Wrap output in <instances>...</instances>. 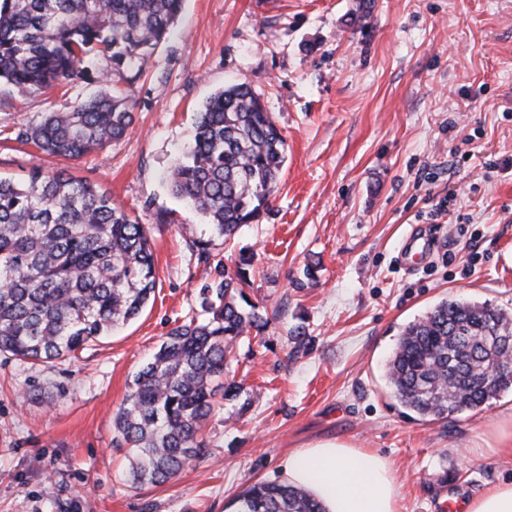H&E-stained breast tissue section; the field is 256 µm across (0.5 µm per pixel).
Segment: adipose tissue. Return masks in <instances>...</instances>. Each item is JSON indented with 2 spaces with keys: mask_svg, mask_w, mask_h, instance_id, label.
<instances>
[{
  "mask_svg": "<svg viewBox=\"0 0 512 512\" xmlns=\"http://www.w3.org/2000/svg\"><path fill=\"white\" fill-rule=\"evenodd\" d=\"M282 477L305 489L323 512H398L399 484L382 455L336 439L292 450Z\"/></svg>",
  "mask_w": 512,
  "mask_h": 512,
  "instance_id": "obj_1",
  "label": "adipose tissue"
}]
</instances>
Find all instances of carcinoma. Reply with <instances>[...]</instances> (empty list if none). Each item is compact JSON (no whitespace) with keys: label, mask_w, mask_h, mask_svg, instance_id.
Masks as SVG:
<instances>
[{"label":"carcinoma","mask_w":512,"mask_h":512,"mask_svg":"<svg viewBox=\"0 0 512 512\" xmlns=\"http://www.w3.org/2000/svg\"><path fill=\"white\" fill-rule=\"evenodd\" d=\"M183 0H0V85L48 89L81 78L98 55L119 78L165 42ZM134 106L105 87L71 112H50L19 132L40 152L79 159L122 139ZM286 142L247 82L209 97L194 141L170 173L173 194L232 239L268 210L279 188ZM256 255L218 265L199 291L202 320L173 327L136 373L112 419L116 447L130 449L132 486L175 478L205 447L215 398L242 392L231 353L262 335L269 320L246 298ZM156 288L150 231L98 185L32 168L0 177V353L35 364L67 358L136 319ZM512 314L443 300L402 331L387 380L400 404L422 419L474 411L512 388L487 376L507 351ZM235 512H321L302 488L260 482L234 498Z\"/></svg>","instance_id":"1"}]
</instances>
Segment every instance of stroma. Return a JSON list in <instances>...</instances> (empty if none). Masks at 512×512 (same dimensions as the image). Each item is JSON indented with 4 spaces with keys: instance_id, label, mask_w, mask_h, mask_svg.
Here are the masks:
<instances>
[{
    "instance_id": "1",
    "label": "stroma",
    "mask_w": 512,
    "mask_h": 512,
    "mask_svg": "<svg viewBox=\"0 0 512 512\" xmlns=\"http://www.w3.org/2000/svg\"><path fill=\"white\" fill-rule=\"evenodd\" d=\"M359 2L185 0L124 85L127 134L78 160L18 133L98 91L110 62L48 90L0 87V175L63 170L109 191L149 224L157 281L137 319L77 356L0 355V512H228L253 483L279 481L291 450L328 438L389 458L399 512H446L448 499L512 482V455L472 451L512 413V388L424 423L386 379L401 331L442 300L512 312V0H369L353 25ZM244 81L286 162L268 211L204 261L196 242L213 233L166 175L203 102ZM243 248L257 255L246 294L269 318L234 350L251 406L217 401L203 456L135 489L112 417L168 331L199 314L208 273Z\"/></svg>"
}]
</instances>
